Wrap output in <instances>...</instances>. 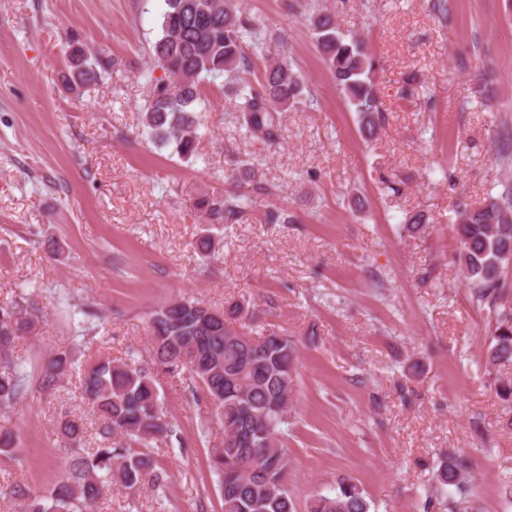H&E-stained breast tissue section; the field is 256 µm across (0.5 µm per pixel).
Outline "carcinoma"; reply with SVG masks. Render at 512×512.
I'll return each instance as SVG.
<instances>
[{"label": "carcinoma", "instance_id": "obj_1", "mask_svg": "<svg viewBox=\"0 0 512 512\" xmlns=\"http://www.w3.org/2000/svg\"><path fill=\"white\" fill-rule=\"evenodd\" d=\"M300 8L317 52L356 112L361 136L374 137L385 116L371 81L376 62L365 41L339 30L336 11L308 2ZM78 43L79 36L71 34L68 47L75 87L95 84L119 65L103 49L87 56ZM267 49L265 24L235 0H164L160 35L149 46L148 57L172 83H156L144 106V132L155 142L174 146L182 159L197 157L199 84L205 78L223 77L224 92L239 99L234 116L239 128L254 141L278 144L282 139L278 112L306 101V87L292 59L283 55L271 61ZM237 170L248 191L200 198L196 208L204 223L239 224L249 204L273 194L254 163L240 160ZM265 223L293 224L295 219L273 207L266 210ZM455 231L459 269L475 301L495 317L488 364L511 361L512 310L501 304V288L502 274L512 261V188L489 195L477 208L457 211ZM208 309L182 298L154 310L149 317L153 364L167 374L184 368L190 379L202 385L216 408L215 417L205 420V432L213 423L222 429L230 423L244 436H252L251 448L215 449L213 468L223 512H297L285 485L289 458L283 443L297 343L273 330L261 345L246 352L230 329L241 307H228L222 322L208 318ZM22 311L18 302L0 305V412L13 407L33 377H38L40 388L49 389L61 376L76 371L100 425L94 446L87 447L83 417L61 418L59 434L72 459L66 478L43 496H33L20 486L11 494L27 500L25 512H86L114 480L133 493L145 484L158 486L153 448L168 442L174 426L163 412L152 372L108 357L84 364L73 349L29 370L14 355L15 340L27 325ZM468 470L465 458L450 453L440 465L438 482L462 493ZM306 508L307 512H369L362 492L346 479L337 483L334 493L312 496Z\"/></svg>", "mask_w": 512, "mask_h": 512}]
</instances>
